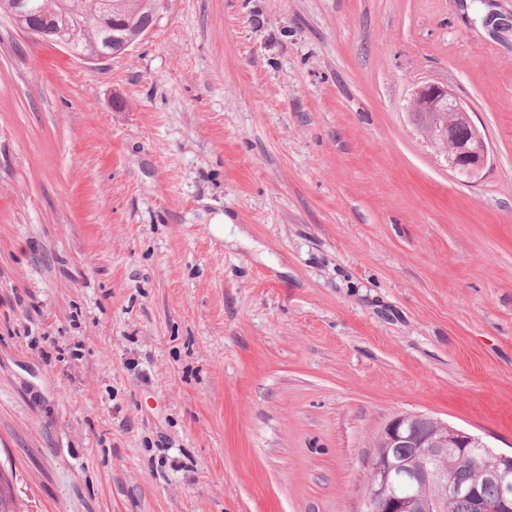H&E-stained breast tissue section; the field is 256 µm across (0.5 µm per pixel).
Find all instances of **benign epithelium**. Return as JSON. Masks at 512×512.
I'll return each mask as SVG.
<instances>
[{
    "label": "benign epithelium",
    "mask_w": 512,
    "mask_h": 512,
    "mask_svg": "<svg viewBox=\"0 0 512 512\" xmlns=\"http://www.w3.org/2000/svg\"><path fill=\"white\" fill-rule=\"evenodd\" d=\"M412 123L436 149L454 175L478 177L491 162L486 134L472 119L470 107L446 85L427 83L417 87L408 105ZM403 445L417 452L410 460L389 455L373 457L366 489L367 512H431L425 492L437 498L466 499L472 512H512V452L496 455L492 467L485 466L480 480L460 485L448 480V456L470 448H485L481 436L422 414H401L392 419L378 436L377 447ZM497 484V500L484 497V482Z\"/></svg>",
    "instance_id": "benign-epithelium-1"
}]
</instances>
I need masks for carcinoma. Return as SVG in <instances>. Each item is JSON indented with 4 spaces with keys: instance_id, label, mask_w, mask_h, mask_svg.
I'll return each mask as SVG.
<instances>
[{
    "instance_id": "cac0c4a2",
    "label": "carcinoma",
    "mask_w": 512,
    "mask_h": 512,
    "mask_svg": "<svg viewBox=\"0 0 512 512\" xmlns=\"http://www.w3.org/2000/svg\"><path fill=\"white\" fill-rule=\"evenodd\" d=\"M156 0H0V14L10 17L16 12H31L38 21L47 20L59 27H74L78 37L71 42L67 51L88 63L98 60V54L105 50L104 32L101 22L111 16L124 19L128 26L122 35L126 43L115 42L110 52L121 54L144 37L147 28L156 24ZM475 469L468 456L456 457L448 466V478L467 485L474 480ZM0 507L6 512H18L12 486L8 477L0 479Z\"/></svg>"
}]
</instances>
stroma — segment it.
<instances>
[{
    "label": "stroma",
    "mask_w": 512,
    "mask_h": 512,
    "mask_svg": "<svg viewBox=\"0 0 512 512\" xmlns=\"http://www.w3.org/2000/svg\"><path fill=\"white\" fill-rule=\"evenodd\" d=\"M405 413L512 449V0H167L95 64L0 17L20 512H365ZM407 108L416 129L456 177L476 178L491 162L486 134L473 121L470 107L448 85L427 83L417 87ZM428 112L439 113L441 119L428 124Z\"/></svg>",
    "instance_id": "stroma-1"
}]
</instances>
